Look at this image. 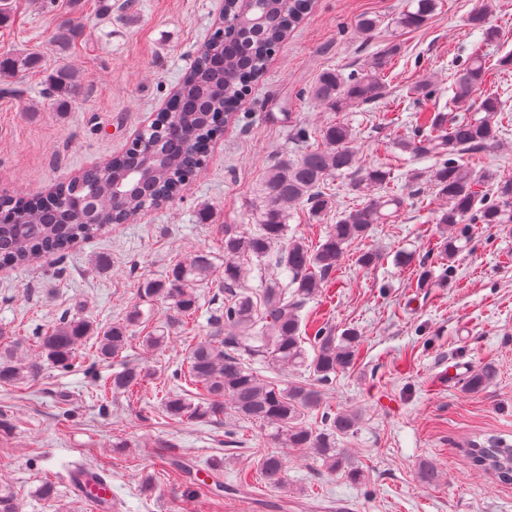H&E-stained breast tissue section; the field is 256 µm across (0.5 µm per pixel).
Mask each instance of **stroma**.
Returning <instances> with one entry per match:
<instances>
[{
    "label": "stroma",
    "instance_id": "35a3bbf8",
    "mask_svg": "<svg viewBox=\"0 0 512 512\" xmlns=\"http://www.w3.org/2000/svg\"><path fill=\"white\" fill-rule=\"evenodd\" d=\"M477 3L439 0L426 27L402 31L393 22L408 0H315L179 195L64 256L0 270V343L22 340L28 357L37 358L36 336L62 317L120 320L138 303L143 280L164 278L195 252L210 253L223 273V227L254 229L255 191L267 169L320 145L321 128L347 123L361 163L391 168L389 188L404 204L392 221L353 244L301 317L311 327H353L362 337L355 368L338 373L326 405L362 415L341 445L363 480L327 472L309 451L287 448L284 488L257 478L242 489L240 473L256 451L272 447L265 427L237 422L230 445L222 422L179 423L165 415L157 393L164 376L211 331L206 307L215 290L204 285L196 290L202 309L194 325L175 331L165 348L147 349L138 330L121 358L97 361L89 342L70 369L45 361L36 380L0 386V483L23 512H95L57 476L62 463L78 459L103 470L122 512H512V484L478 472L466 454L470 441L492 435L512 442V224L458 225L466 243L444 270L434 247L448 228L433 220L442 201L429 182L409 179L424 162L393 147L420 107L409 96L412 87L431 82L434 101L447 106L450 76L473 51L491 65L512 51V0H496L490 23L499 38L487 43L467 24ZM220 7V0H137L132 10L103 16L99 0H11L0 19V61L24 52L39 64L12 77L13 94H0V195L39 194L124 153L217 29ZM74 12L84 33L58 47V22ZM364 16L379 21L372 35L357 28ZM391 41L401 52L382 98L343 112L313 99L323 71L353 72ZM64 63L83 76L82 90L46 96ZM301 127L308 132L303 140ZM349 183L346 175L330 179L335 210L320 220L310 219L304 205L291 208V233L317 246L338 212L359 204ZM360 250L379 253L378 263L356 265ZM400 250L413 253L411 264H395ZM425 268L438 287H417ZM128 361L151 366L157 377L138 397L98 400V386ZM454 366L467 372L489 366L495 378L473 393L464 380H449ZM425 464L440 468L436 484L419 482ZM148 476L156 480L150 496L141 492ZM46 482L55 485L49 499L38 494Z\"/></svg>",
    "mask_w": 512,
    "mask_h": 512
}]
</instances>
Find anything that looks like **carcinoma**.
Instances as JSON below:
<instances>
[{
    "label": "carcinoma",
    "mask_w": 512,
    "mask_h": 512,
    "mask_svg": "<svg viewBox=\"0 0 512 512\" xmlns=\"http://www.w3.org/2000/svg\"><path fill=\"white\" fill-rule=\"evenodd\" d=\"M312 0H224V10L236 19L220 29L199 49V54L179 87L180 101L164 116L158 131L145 141L157 142L158 159L144 164L135 147L111 162L84 169L69 182L57 184L46 196L27 199L0 197V268L31 266L50 254H62L79 240L95 237L107 224L134 221L145 211L176 197L187 180L201 167L213 136L221 127L236 121L234 108L250 85L266 68L269 56L308 13ZM437 0H411L410 8L395 21L402 29H419L434 15ZM493 8L481 0L468 18L471 28L493 42L499 32L488 25ZM84 23L77 17L63 23L57 37L71 42L81 36ZM401 45L389 43L360 69L344 75L323 73L312 87V96L329 109L341 112L377 100L384 93L385 71L400 53ZM38 58L29 54L14 57L7 73L36 67ZM512 70V52L500 56L491 68L479 53L452 76L453 96L448 112L438 109L414 116L410 134L394 142L395 148L414 157L434 160L428 181L444 200L436 223L452 228L457 224H512V177L485 170L476 174L462 154L489 152L499 142L502 112L506 103L494 93L482 95L476 113L460 117L453 110L468 112L472 101L489 81L491 71ZM78 73L62 67L55 72L49 94L66 95L78 89ZM322 146L308 149L294 159H280L257 188L256 229L241 231L235 224L224 225V277L218 293L224 302L210 315V336L193 344L184 367L172 374L174 387L162 393V405L174 421L203 422L225 415L259 423L279 448H306L322 460L331 472H344L354 480L359 471L352 467L346 449L337 440L358 427L357 412L326 410L323 427L307 423L308 414L323 408L325 386L332 377L354 367L360 335L355 328L341 334L324 327L314 336L303 335L300 308L315 297L327 275L354 243L366 237L374 224L392 217L390 207L400 209V197L387 192L391 170L383 166L363 168L352 146V129L335 123L322 130ZM349 173L351 189L365 202L344 211L323 242L311 247L304 240L288 237V211L304 203L314 219L331 211L333 196L325 192L330 177ZM88 206L100 222L74 224L70 212ZM272 266L278 276L266 282L258 295L243 288L247 264ZM213 261L206 251L174 264L165 278L146 280L138 288L141 301L162 300L172 314L163 325L143 337L150 349H161L170 333L195 317L201 305L195 286L210 280ZM285 279H280V276ZM144 320L140 306H133L124 320L110 325L96 324L84 317H65L38 337L37 347L46 360L61 368L74 364L77 348L95 338L96 356L115 359L126 349L133 328ZM21 342L0 349V385L16 387L35 377L40 364L30 362L19 349ZM313 355H308L306 346ZM256 362L273 365L285 372L275 383L252 368ZM304 370L301 380L290 374ZM154 372L148 366L132 364L112 374V380L98 389L97 396L134 395ZM495 372L485 366L470 374L467 386L473 392L485 389ZM194 387V394L181 384ZM473 465L512 484V445L492 438L468 449ZM253 469L268 485L278 488L286 482V468L277 450L254 457Z\"/></svg>",
    "instance_id": "cac0c4a2"
}]
</instances>
